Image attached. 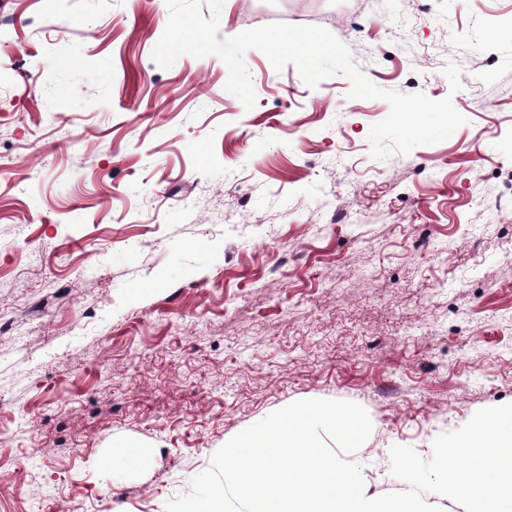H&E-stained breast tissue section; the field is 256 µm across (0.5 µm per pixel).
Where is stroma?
<instances>
[{
	"label": "stroma",
	"mask_w": 512,
	"mask_h": 512,
	"mask_svg": "<svg viewBox=\"0 0 512 512\" xmlns=\"http://www.w3.org/2000/svg\"><path fill=\"white\" fill-rule=\"evenodd\" d=\"M166 0H0V512H166L301 400L393 446L512 404V0H224L218 36L315 26L375 86L451 98L381 160L389 104L248 50L155 63ZM460 70L451 91L448 62ZM137 443L145 464L112 453Z\"/></svg>",
	"instance_id": "35a3bbf8"
}]
</instances>
